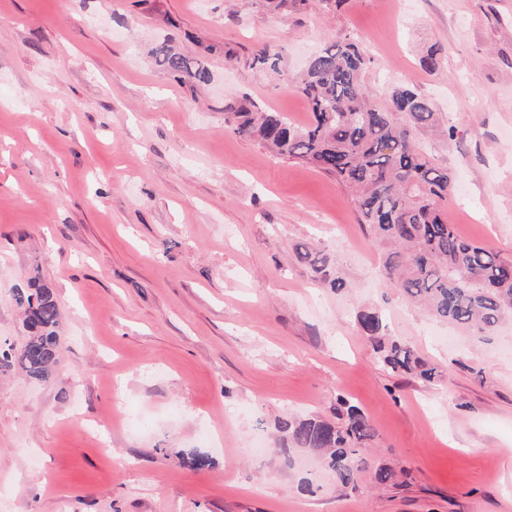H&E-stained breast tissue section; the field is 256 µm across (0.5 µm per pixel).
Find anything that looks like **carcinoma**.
<instances>
[{"mask_svg":"<svg viewBox=\"0 0 512 512\" xmlns=\"http://www.w3.org/2000/svg\"><path fill=\"white\" fill-rule=\"evenodd\" d=\"M154 57L177 78L210 81L208 68L199 60L165 42L155 48ZM443 57V48L434 44L422 65L434 71ZM370 63L362 44L336 39L310 59L294 85L310 111L305 126L288 123L278 112H264L246 97L225 105L224 121L233 132L256 137L346 187L359 223L380 249L384 278L410 303L475 336L490 334L512 315V261L462 237L448 223L442 204L452 189V176L436 167L413 138L415 131L436 127L437 112L431 101L406 88L394 91L389 107L378 108L363 81ZM312 268L330 288L339 292L346 287L343 278L331 276L325 261L312 260ZM14 299L26 336L18 347L0 343V371L19 369L46 380L60 363V311L54 293L36 269ZM358 321L384 368L427 382L439 376L416 349L388 335L379 312L365 310ZM280 429L291 447L321 455L342 491L359 490L361 475L368 470L377 485L395 483L394 468L371 462L375 427L342 397L337 398L336 420L288 419Z\"/></svg>","mask_w":512,"mask_h":512,"instance_id":"cac0c4a2","label":"carcinoma"}]
</instances>
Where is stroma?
Here are the masks:
<instances>
[{
    "label": "stroma",
    "instance_id": "obj_1",
    "mask_svg": "<svg viewBox=\"0 0 512 512\" xmlns=\"http://www.w3.org/2000/svg\"><path fill=\"white\" fill-rule=\"evenodd\" d=\"M365 34L374 102L406 86L438 113L417 140L453 176L449 222L512 259V0H0V340L24 339L36 266L62 352L46 380L0 372V512H512V323L478 338L410 304L345 188L224 123L245 95L306 124V61ZM163 42L210 81L164 72ZM363 309L440 377L378 366ZM340 396L396 484L344 492L285 449L282 419Z\"/></svg>",
    "mask_w": 512,
    "mask_h": 512
}]
</instances>
